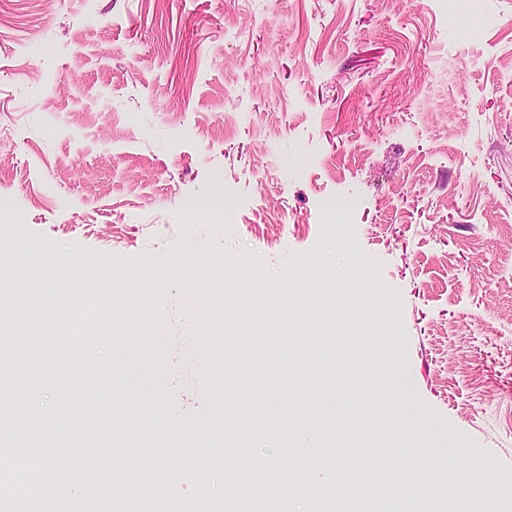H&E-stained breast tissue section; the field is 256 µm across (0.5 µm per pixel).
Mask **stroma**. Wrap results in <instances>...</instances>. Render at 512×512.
<instances>
[{"label":"stroma","mask_w":512,"mask_h":512,"mask_svg":"<svg viewBox=\"0 0 512 512\" xmlns=\"http://www.w3.org/2000/svg\"><path fill=\"white\" fill-rule=\"evenodd\" d=\"M512 0H0V285L120 281L165 297L149 347L67 346L0 393L71 456L427 448L487 467L425 512H512ZM356 200L355 278L402 339L224 345L203 297L286 274L324 200ZM279 223H270L271 211Z\"/></svg>","instance_id":"1"}]
</instances>
